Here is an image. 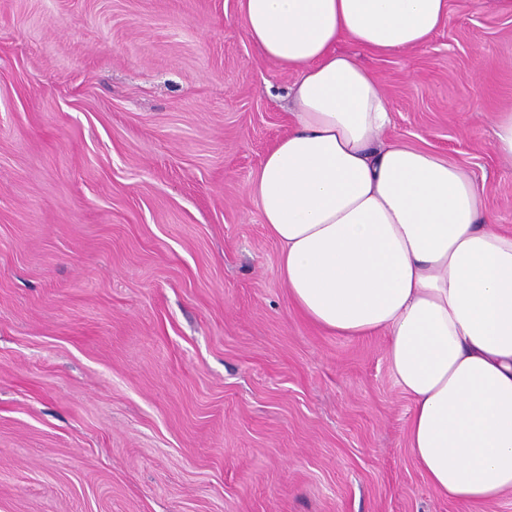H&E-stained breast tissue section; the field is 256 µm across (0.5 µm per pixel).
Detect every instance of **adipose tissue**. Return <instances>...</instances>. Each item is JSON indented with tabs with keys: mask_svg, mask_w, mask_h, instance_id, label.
Returning a JSON list of instances; mask_svg holds the SVG:
<instances>
[{
	"mask_svg": "<svg viewBox=\"0 0 512 512\" xmlns=\"http://www.w3.org/2000/svg\"><path fill=\"white\" fill-rule=\"evenodd\" d=\"M245 33L294 74L291 129L250 190L281 246L295 311L333 334H384L412 400L409 446L440 496L512 491V231L463 166L384 134L383 89L340 41L423 48L448 0H241Z\"/></svg>",
	"mask_w": 512,
	"mask_h": 512,
	"instance_id": "1",
	"label": "adipose tissue"
}]
</instances>
